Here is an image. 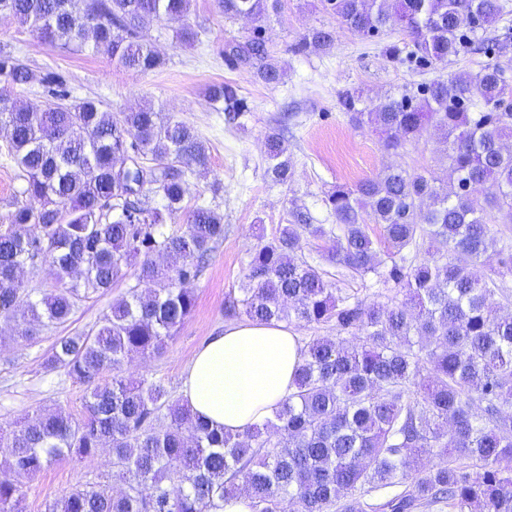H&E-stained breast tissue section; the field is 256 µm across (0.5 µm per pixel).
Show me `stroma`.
<instances>
[{"label": "stroma", "instance_id": "stroma-1", "mask_svg": "<svg viewBox=\"0 0 512 512\" xmlns=\"http://www.w3.org/2000/svg\"><path fill=\"white\" fill-rule=\"evenodd\" d=\"M185 25L197 31L195 42L176 39V30ZM251 27L248 19L225 20L214 0H193L185 20H166L153 30V43L164 63L141 74L116 67L104 55L44 44L30 30L0 19V45L24 58L36 76L35 82L23 87L0 78V91L42 106L47 97L38 78L52 70L65 79L70 100L91 98L112 113L153 103L191 125L210 150V170L189 175L185 202L215 206L224 217V240L193 284L196 304L191 316L164 352L147 360L133 357L123 366L126 374L163 380L176 397L193 353L208 336L231 324L224 299L238 287L258 234L273 237L298 208L307 210L314 223H332L323 203L325 193L339 184L374 177L388 166L444 172V146L436 136L426 133L395 153H384L370 128L353 125L340 104L341 93L354 89L379 100L451 74L477 73L497 59L498 39H512V12L481 33L479 45L421 66L388 55L389 46L404 44L397 28L365 38L341 28L333 15L321 9L319 0H283L280 13L264 24L267 46L285 72L276 85L264 84L253 71L231 67L224 60L225 43L244 36ZM320 27L335 31L334 46L324 52H295L300 37ZM224 81L234 84L249 106L237 126L225 124L223 113L207 96L210 85ZM274 130L283 133L293 161V177L286 184L272 182L266 174L265 137ZM127 288L122 282L105 295L87 299L67 323L42 329L29 341L22 340V327L0 322V423L37 409L60 407L81 415L85 385L63 370L46 368L44 360L57 337L97 329ZM111 470L106 452L90 465L59 460L32 481L26 512H45L48 499Z\"/></svg>", "mask_w": 512, "mask_h": 512}]
</instances>
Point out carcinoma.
Instances as JSON below:
<instances>
[{
	"label": "carcinoma",
	"instance_id": "1",
	"mask_svg": "<svg viewBox=\"0 0 512 512\" xmlns=\"http://www.w3.org/2000/svg\"><path fill=\"white\" fill-rule=\"evenodd\" d=\"M0 0V18L45 43L105 54L145 73L163 64L150 42L164 20L190 13L191 0ZM345 28L366 38L393 25L420 62L446 59L508 12V0H320ZM224 19L247 16L251 33L224 45V60L267 85L284 71L269 56L263 23L282 0H217ZM335 33L313 28L299 53L326 51ZM0 77L16 86L29 66L0 47ZM40 83L42 108L0 93V128L9 132L24 184L0 228V320L25 325L23 339L66 323L82 299L106 294L139 261L135 284L92 334L60 336L44 360L87 386L85 410H36L0 426L5 470L0 512H24L30 482L53 462L92 463L112 450V477L76 487L46 512H220L244 492L251 512H512V240L492 233L512 224V83L496 61L472 76L406 88L375 104L355 90L341 96L351 121L369 124L383 151L432 131L448 166L388 168L323 202L333 224L299 211L274 238L258 236L240 287L224 309L250 321L333 326L301 347L293 391L273 418L230 433L194 414L164 384L123 374L125 359L162 353L195 307L192 283L216 244L223 217L183 206L187 175L206 174L210 154L192 126L146 104L116 115L91 99L66 102L54 71ZM224 122L248 110L227 82L209 89ZM151 157L140 172L118 173L126 157ZM267 174L292 178L280 133L266 137ZM184 213L183 229L163 230ZM389 247L378 257L369 224ZM336 245L320 260L353 277L398 286L402 298L365 303L298 255L302 236ZM442 248L431 252L426 241ZM49 267L57 285L33 298L19 270ZM112 380L99 382L103 371ZM380 494V502L365 497Z\"/></svg>",
	"mask_w": 512,
	"mask_h": 512
}]
</instances>
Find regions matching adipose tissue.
I'll return each instance as SVG.
<instances>
[{"instance_id": "obj_1", "label": "adipose tissue", "mask_w": 512, "mask_h": 512, "mask_svg": "<svg viewBox=\"0 0 512 512\" xmlns=\"http://www.w3.org/2000/svg\"><path fill=\"white\" fill-rule=\"evenodd\" d=\"M300 361L298 336L286 324H232L188 361L183 400L213 425L241 433L271 417L292 392Z\"/></svg>"}]
</instances>
